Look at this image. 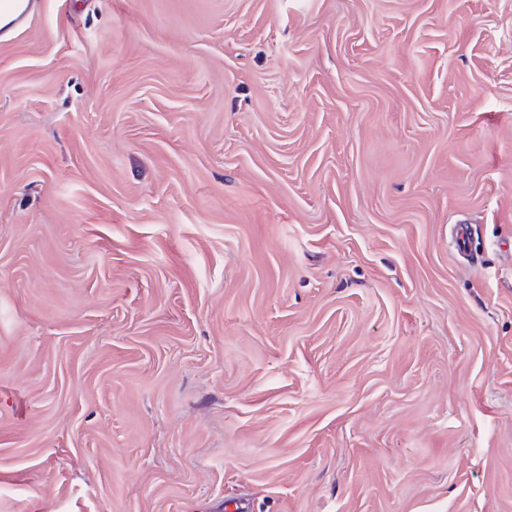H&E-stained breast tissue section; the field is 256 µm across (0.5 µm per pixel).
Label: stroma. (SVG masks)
Here are the masks:
<instances>
[{
	"label": "stroma",
	"mask_w": 512,
	"mask_h": 512,
	"mask_svg": "<svg viewBox=\"0 0 512 512\" xmlns=\"http://www.w3.org/2000/svg\"><path fill=\"white\" fill-rule=\"evenodd\" d=\"M38 2L0 512H512V0Z\"/></svg>",
	"instance_id": "obj_1"
}]
</instances>
